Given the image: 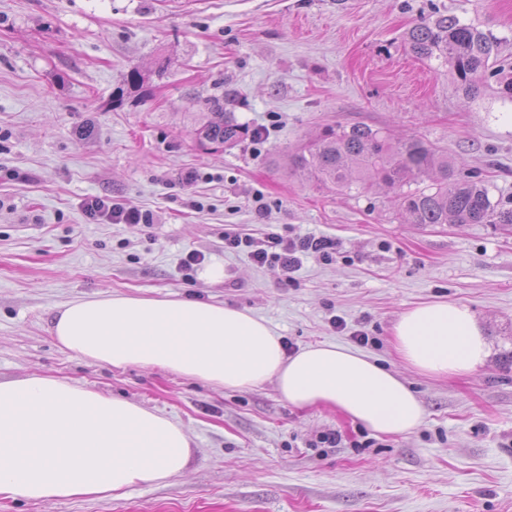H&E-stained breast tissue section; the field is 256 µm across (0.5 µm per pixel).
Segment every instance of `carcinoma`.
<instances>
[{"mask_svg": "<svg viewBox=\"0 0 512 512\" xmlns=\"http://www.w3.org/2000/svg\"><path fill=\"white\" fill-rule=\"evenodd\" d=\"M405 41L416 58L448 67L468 98L489 86L512 101V69L498 64L501 39L456 16L437 15L412 26ZM247 136V128L211 101L196 129L203 146L223 148ZM291 169L310 181L342 192L383 186L396 192L409 224H512V204L492 200L477 175L459 178L448 153L416 138L397 139L386 128L366 124L327 127L295 149Z\"/></svg>", "mask_w": 512, "mask_h": 512, "instance_id": "cac0c4a2", "label": "carcinoma"}]
</instances>
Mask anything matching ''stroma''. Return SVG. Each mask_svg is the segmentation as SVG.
I'll return each mask as SVG.
<instances>
[{
  "mask_svg": "<svg viewBox=\"0 0 512 512\" xmlns=\"http://www.w3.org/2000/svg\"><path fill=\"white\" fill-rule=\"evenodd\" d=\"M437 12L501 37L512 63V0H0V382L67 378L166 414L194 448L184 476L119 498L0 495V512H512V227L407 224L385 190L340 193L287 168L324 127L365 123L447 150L459 176L512 198L500 119L512 101L464 97L402 38ZM135 67L140 88L127 83ZM215 97L267 139L200 145ZM95 196L154 221L89 220L81 204ZM234 228L324 234L342 253L304 258L282 281L225 250ZM192 250L223 278L184 281ZM111 293L249 311L291 353L349 347L364 330L365 353L415 390L424 422L378 435L330 407H293L270 381L224 389L60 348L56 307ZM433 299L474 312L490 344L477 372L434 379L401 364L391 329ZM329 430L337 447L318 441Z\"/></svg>",
  "mask_w": 512,
  "mask_h": 512,
  "instance_id": "stroma-1",
  "label": "stroma"
}]
</instances>
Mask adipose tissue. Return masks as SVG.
<instances>
[{"label":"adipose tissue","instance_id":"1","mask_svg":"<svg viewBox=\"0 0 512 512\" xmlns=\"http://www.w3.org/2000/svg\"><path fill=\"white\" fill-rule=\"evenodd\" d=\"M63 348L114 369L161 368L227 389L274 382L298 408H334L375 433L419 427L424 407L395 371L334 344L287 353L251 313L181 297L101 295L57 307ZM403 365L426 377L469 375L488 343L473 313L445 300L404 311L392 327ZM186 430L165 414L70 380L30 375L0 382V493L33 501L119 496L140 482L185 473Z\"/></svg>","mask_w":512,"mask_h":512}]
</instances>
